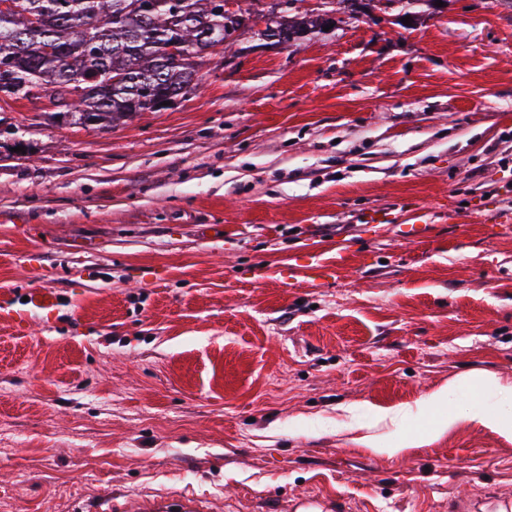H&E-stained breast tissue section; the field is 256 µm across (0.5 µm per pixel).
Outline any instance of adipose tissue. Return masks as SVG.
Returning a JSON list of instances; mask_svg holds the SVG:
<instances>
[{
  "label": "adipose tissue",
  "instance_id": "1",
  "mask_svg": "<svg viewBox=\"0 0 512 512\" xmlns=\"http://www.w3.org/2000/svg\"><path fill=\"white\" fill-rule=\"evenodd\" d=\"M454 387L472 390L476 395L475 402L461 415L448 409L449 391ZM432 410L442 411L443 416L430 429V437H440L454 428L458 421L465 420L512 440V385L503 384L495 374L483 372L454 378L450 385L430 393L418 407L422 415Z\"/></svg>",
  "mask_w": 512,
  "mask_h": 512
}]
</instances>
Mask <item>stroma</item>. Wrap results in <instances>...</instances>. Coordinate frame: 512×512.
<instances>
[{"mask_svg": "<svg viewBox=\"0 0 512 512\" xmlns=\"http://www.w3.org/2000/svg\"><path fill=\"white\" fill-rule=\"evenodd\" d=\"M225 42L115 127L0 99V512L198 496L207 512H480L512 441L397 456L381 409L512 384V0H343ZM432 215L365 224L372 208ZM452 208L453 217L442 215ZM336 265L323 286L296 262ZM280 14V15H278ZM324 23L316 15L290 13V7L280 10L277 14H272L267 25V30L278 36L282 44L290 45L292 42L306 36L307 33L322 29ZM417 442V440L409 438L395 442L382 441L378 436H366L362 439V443L366 448H372L377 453L388 456L399 455L406 448H412Z\"/></svg>", "mask_w": 512, "mask_h": 512, "instance_id": "1", "label": "stroma"}]
</instances>
